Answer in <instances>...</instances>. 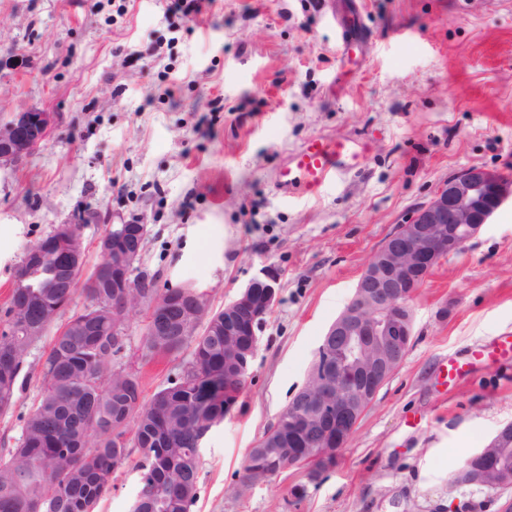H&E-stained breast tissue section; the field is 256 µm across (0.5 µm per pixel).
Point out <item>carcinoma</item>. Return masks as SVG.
<instances>
[{"label": "carcinoma", "instance_id": "1", "mask_svg": "<svg viewBox=\"0 0 512 512\" xmlns=\"http://www.w3.org/2000/svg\"><path fill=\"white\" fill-rule=\"evenodd\" d=\"M27 277L12 289L0 330V415L15 404L29 374L38 371L40 396L24 418L16 445L0 453V512H95L112 490L115 470L134 453L140 490L131 512H190L196 501L202 438L224 422V382L237 375L224 364V312L211 315L203 331L181 335V324L194 320L192 288H158L150 275L140 288L142 308L159 297L167 304V327L146 325L138 351L149 362L192 347L191 358L149 399L143 395L139 371L129 374L124 357L130 336L112 335L109 282L82 277L79 267L64 268L48 258L18 270ZM82 284L86 304L56 330L37 363L25 369V358L61 317L76 293L52 288L54 282ZM28 321L36 336L20 335ZM212 401L200 412L203 391ZM134 430L135 443L125 445L120 432ZM279 456L256 452L242 466L239 493L269 480Z\"/></svg>", "mask_w": 512, "mask_h": 512}]
</instances>
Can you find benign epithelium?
Returning a JSON list of instances; mask_svg holds the SVG:
<instances>
[{"label": "benign epithelium", "mask_w": 512, "mask_h": 512, "mask_svg": "<svg viewBox=\"0 0 512 512\" xmlns=\"http://www.w3.org/2000/svg\"><path fill=\"white\" fill-rule=\"evenodd\" d=\"M53 125V113L15 112L0 124V167L14 165L43 144ZM512 200V181L496 170L469 167L448 176V182L427 203L395 225L372 254L353 297L330 325L307 373V382L290 400L282 419L262 437L277 448L285 463L310 466L309 479L331 467L347 446L364 412L383 384L402 363L413 333L411 301L418 288L444 257L457 252L481 227ZM53 244L57 263L84 260V247L75 223L60 228ZM146 225L121 218L112 224V239L99 249L97 275L118 289L112 297V333H126L124 314H133L138 301L127 292L139 287L141 246ZM279 300V277L262 266L237 296L224 304V335L250 336V348L237 347L232 361L237 379L249 374L259 333ZM288 447H283V444ZM495 472L493 490L512 488V424L498 431L455 473L458 485L485 486Z\"/></svg>", "instance_id": "1"}]
</instances>
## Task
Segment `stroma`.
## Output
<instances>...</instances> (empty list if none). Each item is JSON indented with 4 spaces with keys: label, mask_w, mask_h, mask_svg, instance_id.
<instances>
[{
    "label": "stroma",
    "mask_w": 512,
    "mask_h": 512,
    "mask_svg": "<svg viewBox=\"0 0 512 512\" xmlns=\"http://www.w3.org/2000/svg\"><path fill=\"white\" fill-rule=\"evenodd\" d=\"M356 2L366 39L341 57L323 0H0V122L39 108L48 139L0 168V326L24 254L79 223L85 268L112 220L147 226L141 265L219 311L261 266L280 300L239 405L200 456L190 512H502L512 489L456 485V465L512 423V361H448L512 341V203L443 258L412 300L413 337L334 467L238 493L250 448L303 386L329 325L396 224L471 166L512 179V0ZM317 133L367 138L364 171L289 201L276 168ZM0 415L13 447L37 402ZM302 485L306 495L293 500ZM125 461L98 512H130Z\"/></svg>",
    "instance_id": "1"
}]
</instances>
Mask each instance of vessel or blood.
I'll return each mask as SVG.
<instances>
[{
	"instance_id": "obj_1",
	"label": "vessel or blood",
	"mask_w": 512,
	"mask_h": 512,
	"mask_svg": "<svg viewBox=\"0 0 512 512\" xmlns=\"http://www.w3.org/2000/svg\"><path fill=\"white\" fill-rule=\"evenodd\" d=\"M362 31L360 13H352L338 29L341 55L350 57L359 52ZM369 153L370 144L361 136H310L278 167L276 187L291 200L318 195L344 174L361 169Z\"/></svg>"
}]
</instances>
